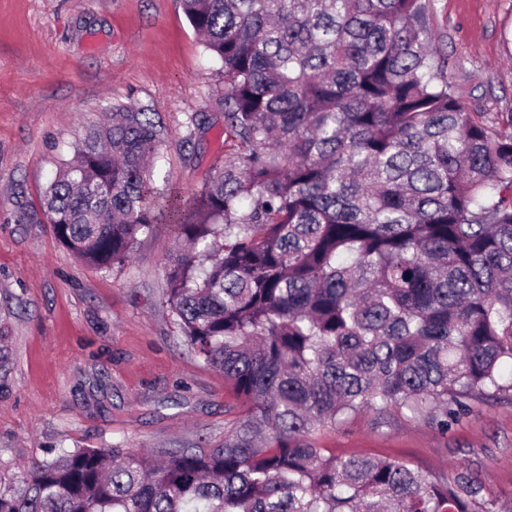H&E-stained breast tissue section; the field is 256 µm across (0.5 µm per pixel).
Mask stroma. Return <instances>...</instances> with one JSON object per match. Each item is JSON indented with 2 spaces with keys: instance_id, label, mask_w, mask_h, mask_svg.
Segmentation results:
<instances>
[{
  "instance_id": "1",
  "label": "stroma",
  "mask_w": 512,
  "mask_h": 512,
  "mask_svg": "<svg viewBox=\"0 0 512 512\" xmlns=\"http://www.w3.org/2000/svg\"><path fill=\"white\" fill-rule=\"evenodd\" d=\"M430 16L456 97L473 112H512V0H432ZM223 86L179 0H0V329L12 350L1 482L77 447L223 445L237 401L165 309L174 230L157 225L124 266L100 271L42 214L86 126L128 103L166 127L156 186L189 200L237 151L224 138ZM312 442L451 476L469 468L498 512H512V395L475 403L444 433L408 413L378 426L364 412Z\"/></svg>"
}]
</instances>
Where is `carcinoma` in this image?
Segmentation results:
<instances>
[{
  "label": "carcinoma",
  "mask_w": 512,
  "mask_h": 512,
  "mask_svg": "<svg viewBox=\"0 0 512 512\" xmlns=\"http://www.w3.org/2000/svg\"><path fill=\"white\" fill-rule=\"evenodd\" d=\"M224 71L234 159L189 203L153 185L166 128L90 125L43 196L109 271L158 224L166 308L244 410L216 448H75L0 512H496L474 473L311 443L370 410L436 429L512 392V113L471 112L426 0H180Z\"/></svg>",
  "instance_id": "obj_1"
}]
</instances>
